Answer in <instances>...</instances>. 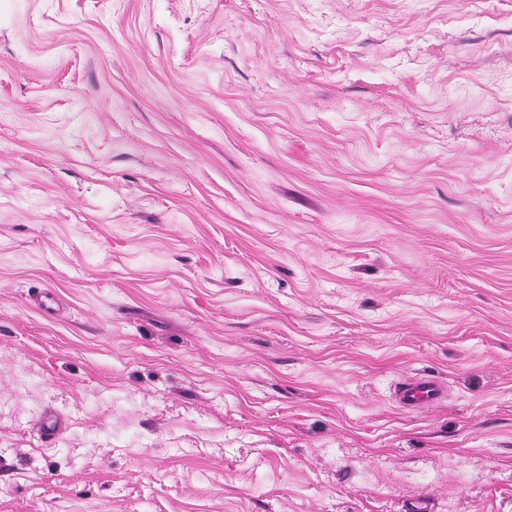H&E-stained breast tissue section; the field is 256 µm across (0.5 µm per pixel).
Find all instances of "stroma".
Listing matches in <instances>:
<instances>
[{"mask_svg":"<svg viewBox=\"0 0 512 512\" xmlns=\"http://www.w3.org/2000/svg\"><path fill=\"white\" fill-rule=\"evenodd\" d=\"M416 494L512 512V0H0V512ZM447 396L446 384L427 375L409 378L399 383L396 389L398 404L410 411L432 408Z\"/></svg>","mask_w":512,"mask_h":512,"instance_id":"1","label":"stroma"}]
</instances>
